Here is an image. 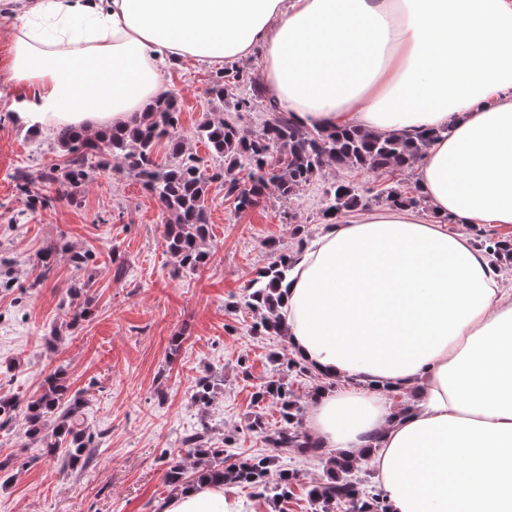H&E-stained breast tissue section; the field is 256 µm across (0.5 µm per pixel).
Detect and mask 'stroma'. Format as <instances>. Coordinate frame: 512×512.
Returning <instances> with one entry per match:
<instances>
[{"label":"stroma","mask_w":512,"mask_h":512,"mask_svg":"<svg viewBox=\"0 0 512 512\" xmlns=\"http://www.w3.org/2000/svg\"><path fill=\"white\" fill-rule=\"evenodd\" d=\"M14 22L13 13L0 11V396L26 401L40 394L48 374L64 369L97 438L87 467L73 471L61 456L29 445L22 425L0 432V462L9 463L8 481L0 480V512H158L172 494L166 454L185 434L211 428L228 465L269 453L249 425L259 415L274 429L280 413L275 405L254 403L256 387L283 377L305 410L322 382L317 374L289 371L286 337L254 333L255 317L240 301L255 272L274 261L275 251L295 253L321 230L334 182L353 184L362 208L379 209L382 187L414 185L418 172L378 176L328 167L291 198L271 192L243 212L211 183L208 260L196 271H176L164 240L168 216L129 171L94 173L72 198L39 181L30 193L17 189L18 171L60 168L65 157L52 133H32L8 118L29 97L8 78ZM215 75L191 59L165 73L167 89L178 95L185 146L205 159L209 149L194 135L201 122L232 118L255 132L269 117L262 106L236 114L214 100ZM297 223L302 233H294ZM55 242L66 249L46 276L41 255ZM76 252L94 258L78 268L71 261ZM75 280L93 283L91 315L80 322L67 297ZM205 374L215 375L218 385L202 407L192 394ZM325 461L280 455L277 470L298 471L300 480L276 507L240 484L226 491L244 512H311L307 490L323 477Z\"/></svg>","instance_id":"obj_1"}]
</instances>
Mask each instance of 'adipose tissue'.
Returning a JSON list of instances; mask_svg holds the SVG:
<instances>
[{
	"instance_id": "ef3b65f1",
	"label": "adipose tissue",
	"mask_w": 512,
	"mask_h": 512,
	"mask_svg": "<svg viewBox=\"0 0 512 512\" xmlns=\"http://www.w3.org/2000/svg\"><path fill=\"white\" fill-rule=\"evenodd\" d=\"M258 48L308 127L441 133L419 189L448 224L385 207L325 225L281 288L291 353L331 383L312 437L369 461L389 512H512V290L448 230L512 225V0H31L8 73L36 97L21 120L99 133L146 112L162 65ZM159 512L240 507L204 483Z\"/></svg>"
}]
</instances>
